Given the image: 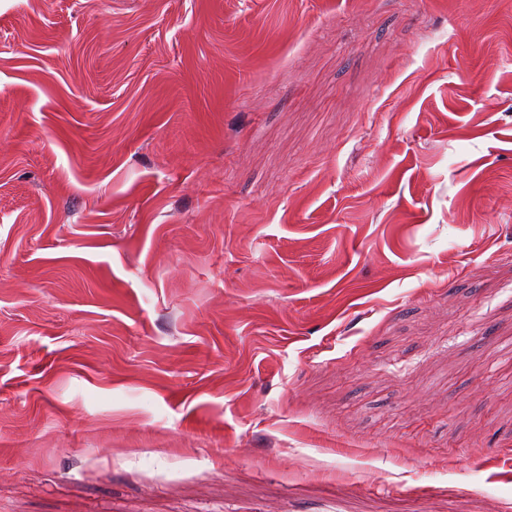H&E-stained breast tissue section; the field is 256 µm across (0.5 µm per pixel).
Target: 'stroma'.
Masks as SVG:
<instances>
[{"instance_id": "1", "label": "stroma", "mask_w": 512, "mask_h": 512, "mask_svg": "<svg viewBox=\"0 0 512 512\" xmlns=\"http://www.w3.org/2000/svg\"><path fill=\"white\" fill-rule=\"evenodd\" d=\"M0 512H512V0H0Z\"/></svg>"}]
</instances>
